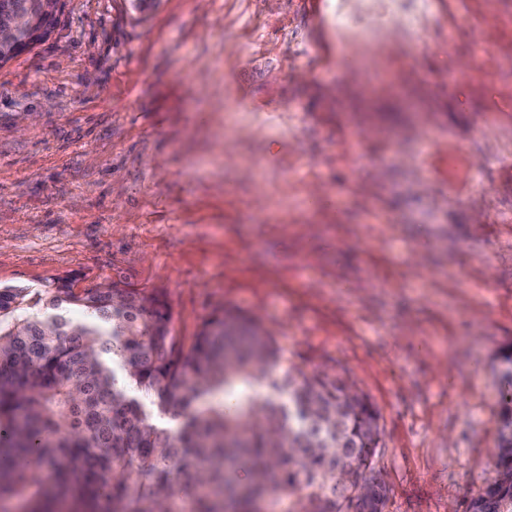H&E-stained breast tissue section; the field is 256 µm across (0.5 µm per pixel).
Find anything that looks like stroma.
<instances>
[{"label":"stroma","mask_w":512,"mask_h":512,"mask_svg":"<svg viewBox=\"0 0 512 512\" xmlns=\"http://www.w3.org/2000/svg\"><path fill=\"white\" fill-rule=\"evenodd\" d=\"M65 275L346 370L384 512H464L512 346V0H63L0 66V287Z\"/></svg>","instance_id":"1"}]
</instances>
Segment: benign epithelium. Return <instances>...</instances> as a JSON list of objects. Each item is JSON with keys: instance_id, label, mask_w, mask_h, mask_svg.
Returning a JSON list of instances; mask_svg holds the SVG:
<instances>
[{"instance_id": "7a95c632", "label": "benign epithelium", "mask_w": 512, "mask_h": 512, "mask_svg": "<svg viewBox=\"0 0 512 512\" xmlns=\"http://www.w3.org/2000/svg\"><path fill=\"white\" fill-rule=\"evenodd\" d=\"M61 2L51 0H0V59L17 56L28 49L32 41L48 32L54 23ZM381 476L377 469L366 476L351 474L346 478V493L362 496L367 477Z\"/></svg>"}]
</instances>
